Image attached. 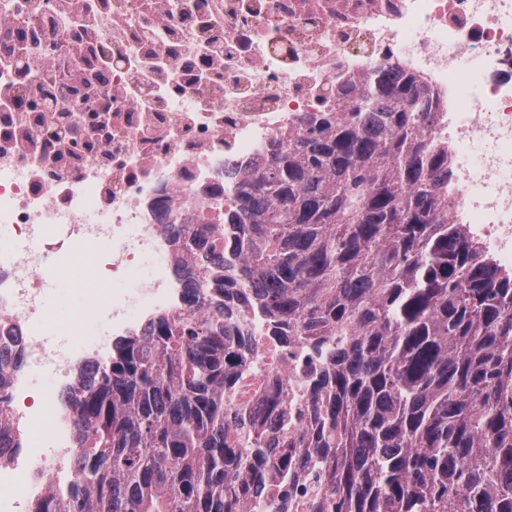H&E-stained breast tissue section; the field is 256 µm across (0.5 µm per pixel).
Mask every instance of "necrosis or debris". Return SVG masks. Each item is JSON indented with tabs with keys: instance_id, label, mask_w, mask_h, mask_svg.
I'll return each instance as SVG.
<instances>
[{
	"instance_id": "4bbe7bcc",
	"label": "necrosis or debris",
	"mask_w": 512,
	"mask_h": 512,
	"mask_svg": "<svg viewBox=\"0 0 512 512\" xmlns=\"http://www.w3.org/2000/svg\"><path fill=\"white\" fill-rule=\"evenodd\" d=\"M0 0V227L67 259L87 258L115 282L85 321L107 331L90 345L47 344L45 278L28 254L0 262V352L14 371L0 411V512H28L73 479L67 395L121 336L184 308L187 269L174 227L231 207L241 170L287 143L306 113L334 109L336 88L386 68L426 80L441 103L434 136L448 146L451 223L481 238L512 270V0ZM112 45L91 51L88 32ZM103 73L110 112L78 104ZM152 257L149 273L141 262ZM248 359L225 404L261 413L277 396L288 428L309 427L321 362L300 336L279 343L266 318L242 309ZM53 371L42 401L27 379ZM298 477L268 486L272 512H317L326 487L306 456Z\"/></svg>"
}]
</instances>
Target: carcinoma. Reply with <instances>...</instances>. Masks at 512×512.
<instances>
[{"label": "carcinoma", "instance_id": "cac0c4a2", "mask_svg": "<svg viewBox=\"0 0 512 512\" xmlns=\"http://www.w3.org/2000/svg\"><path fill=\"white\" fill-rule=\"evenodd\" d=\"M343 92L349 111L308 114L239 172L229 222L179 233L186 306L78 379L75 477L29 512L257 510L299 454L322 466L321 512H512V276L448 223V149L422 136L436 93L395 68ZM226 287L271 335L326 348L307 431L288 437L271 398L254 447H229L246 353Z\"/></svg>", "mask_w": 512, "mask_h": 512}]
</instances>
